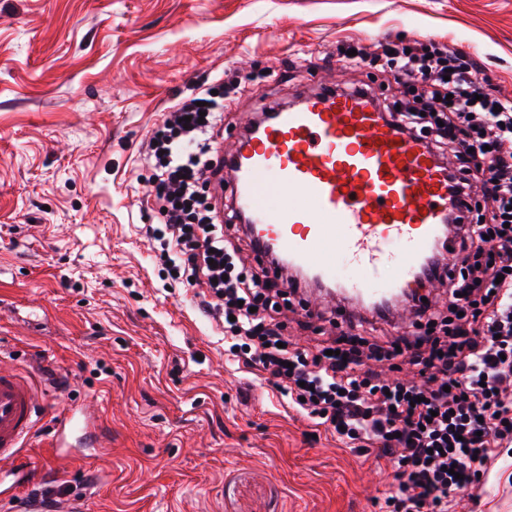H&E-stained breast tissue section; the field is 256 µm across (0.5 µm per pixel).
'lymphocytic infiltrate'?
<instances>
[{
  "instance_id": "lymphocytic-infiltrate-1",
  "label": "lymphocytic infiltrate",
  "mask_w": 512,
  "mask_h": 512,
  "mask_svg": "<svg viewBox=\"0 0 512 512\" xmlns=\"http://www.w3.org/2000/svg\"><path fill=\"white\" fill-rule=\"evenodd\" d=\"M349 46L348 65H377L417 88L413 103L383 101L381 112L439 159L454 158L452 196L490 205L476 223L453 216L451 254L423 272L441 288L434 302L413 299L406 321L379 313L370 336L358 333L364 317L340 306L346 336L290 344L280 316L300 285L220 217L211 187L224 170L217 146L228 106L202 84L160 113L138 149L139 167L151 172L140 204L158 215L145 232L174 286L194 289L200 310L223 327L239 369L265 376L346 447L394 464L386 507L448 512L512 438V100L495 94L479 58L451 44L405 48L386 37L371 49ZM397 359L418 381L387 378Z\"/></svg>"
}]
</instances>
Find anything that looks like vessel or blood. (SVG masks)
Returning a JSON list of instances; mask_svg holds the SVG:
<instances>
[{
	"instance_id": "b4317fda",
	"label": "vessel or blood",
	"mask_w": 512,
	"mask_h": 512,
	"mask_svg": "<svg viewBox=\"0 0 512 512\" xmlns=\"http://www.w3.org/2000/svg\"><path fill=\"white\" fill-rule=\"evenodd\" d=\"M224 172L261 249L371 301L416 285L449 211L462 207L426 144L355 92L321 90L274 112L225 154ZM37 416L34 383L0 367V483L26 481L19 450ZM78 430L94 447L106 435L81 408L57 434Z\"/></svg>"
}]
</instances>
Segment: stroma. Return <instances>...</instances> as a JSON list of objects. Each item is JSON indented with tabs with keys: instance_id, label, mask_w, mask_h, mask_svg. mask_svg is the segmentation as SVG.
<instances>
[{
	"instance_id": "stroma-1",
	"label": "stroma",
	"mask_w": 512,
	"mask_h": 512,
	"mask_svg": "<svg viewBox=\"0 0 512 512\" xmlns=\"http://www.w3.org/2000/svg\"><path fill=\"white\" fill-rule=\"evenodd\" d=\"M480 55L512 99V0H0V363L32 375L23 495L87 512H384L385 460L237 369L192 292L160 273L134 160L159 111L216 74L244 83L224 150L307 87L396 85L343 66L382 35ZM91 405L105 448L58 447ZM450 512H512V446Z\"/></svg>"
}]
</instances>
